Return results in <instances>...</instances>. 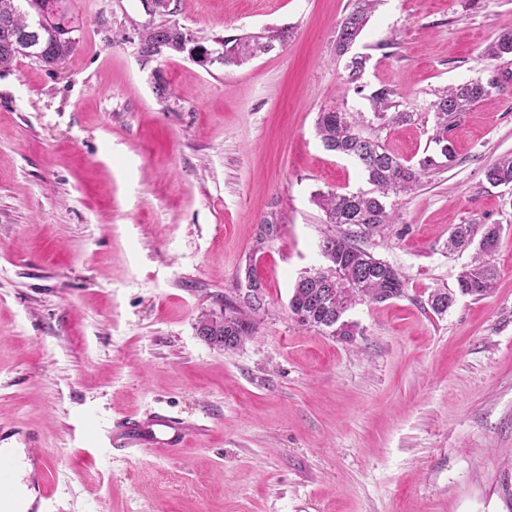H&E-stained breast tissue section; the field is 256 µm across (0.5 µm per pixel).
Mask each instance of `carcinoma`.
<instances>
[{
    "label": "carcinoma",
    "mask_w": 512,
    "mask_h": 512,
    "mask_svg": "<svg viewBox=\"0 0 512 512\" xmlns=\"http://www.w3.org/2000/svg\"><path fill=\"white\" fill-rule=\"evenodd\" d=\"M378 0H354L351 10L340 21L336 34V55L349 53L358 41ZM76 19L62 0H0V67H7L20 57L41 66L54 68L76 49L72 36ZM140 55L148 59L161 45L171 54L187 50L182 28L169 23L149 24L142 28ZM288 27L265 28L224 37V54L216 62L229 67L284 46L291 38ZM512 54V31L500 34L486 45L482 56L496 60ZM366 67L363 57H352L345 66L346 83L360 94ZM500 90L499 80L491 78L451 86L430 104L434 113L431 142L435 154L415 163L406 162L388 151L379 141L362 136L355 113L332 108L319 113L316 133L324 148L352 160L364 172L371 189L358 192L329 190L315 195V202L325 214V223L340 228L322 238V256L326 266L299 277L293 288L289 308L297 322L330 336L351 340L357 325L345 319L346 312L359 301L383 303L405 293L401 273L362 246L371 237H383L394 224L386 199L413 191L429 172L448 166L454 159L451 131L460 114L479 101L492 99ZM396 92L381 87L369 96L374 117L388 123H405L413 113L399 109ZM486 181L494 186H512V153L499 156L485 170ZM501 227L498 224H458L444 244L446 251L473 250L470 263L457 277V291L435 289L427 303L438 315L454 304L456 295L481 299L490 293L498 279L493 257L499 249ZM265 309V301L227 299L219 315L199 320L198 335L208 344L234 350L255 329L253 318Z\"/></svg>",
    "instance_id": "carcinoma-1"
}]
</instances>
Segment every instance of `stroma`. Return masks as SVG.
I'll use <instances>...</instances> for the list:
<instances>
[{
    "instance_id": "35a3bbf8",
    "label": "stroma",
    "mask_w": 512,
    "mask_h": 512,
    "mask_svg": "<svg viewBox=\"0 0 512 512\" xmlns=\"http://www.w3.org/2000/svg\"><path fill=\"white\" fill-rule=\"evenodd\" d=\"M353 0H65L79 44L47 69L0 67V427L55 462L50 512H512V188L485 169L512 153V0H380L355 54L410 122L384 124L345 82L337 26ZM195 43L291 27L239 67L143 60L149 23ZM496 76L452 132L455 160L391 198L397 222L365 243L404 296L360 303L345 341L298 324L296 279L323 265L317 192L367 189L327 151L319 112H360L402 159L434 153L429 109ZM165 84L168 92L157 96ZM274 239L259 242L264 222ZM459 224H498L499 278L447 313L470 253ZM252 268L266 305L231 351L197 334ZM165 415L201 434L181 448H110L121 421Z\"/></svg>"
}]
</instances>
